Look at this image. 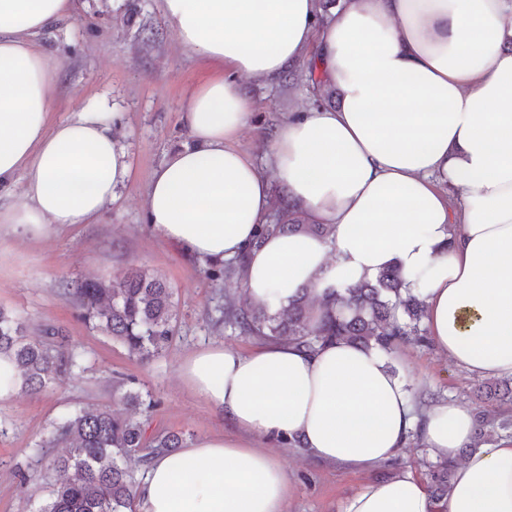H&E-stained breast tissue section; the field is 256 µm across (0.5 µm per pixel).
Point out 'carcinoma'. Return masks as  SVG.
Returning <instances> with one entry per match:
<instances>
[{
	"label": "carcinoma",
	"instance_id": "carcinoma-1",
	"mask_svg": "<svg viewBox=\"0 0 512 512\" xmlns=\"http://www.w3.org/2000/svg\"><path fill=\"white\" fill-rule=\"evenodd\" d=\"M307 233L327 237L329 224H307L303 212L280 198L272 220L262 225L255 245L269 233ZM64 295L76 301L84 321L92 328L119 341L127 351L143 360L158 356L172 339L174 316L170 288L141 268H130L113 278L74 281ZM314 303L302 289L288 307L272 313L251 305L224 307V323L241 334L268 340L286 339L313 351L327 342L343 341L364 348L389 351L402 343L429 342L421 321L424 302L405 287L395 267L382 270L372 280L353 287L326 289L322 311L312 319ZM53 327L34 337L23 323L0 308V353L8 355L23 378V391L39 394L61 369L81 368L83 352L55 341ZM476 400L512 404V378L481 381L474 389ZM122 403L142 413L154 410L151 395L129 389ZM512 423L489 421L475 414L472 447L488 441L495 429L509 430ZM183 438L174 433L147 436L143 422L110 408H82L63 415L43 448L62 446L65 452L51 459L52 469L63 474L36 512H133L139 480L131 466L137 459L147 467L160 454L182 447ZM452 466L440 462L431 471L432 495L447 497Z\"/></svg>",
	"mask_w": 512,
	"mask_h": 512
}]
</instances>
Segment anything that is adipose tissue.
Segmentation results:
<instances>
[{"mask_svg": "<svg viewBox=\"0 0 512 512\" xmlns=\"http://www.w3.org/2000/svg\"><path fill=\"white\" fill-rule=\"evenodd\" d=\"M75 0H0V246L90 224L130 176L115 118L52 120L57 61L37 41ZM180 46L218 68L186 98L191 145L153 172L146 222L202 261L243 259L252 304L286 307L382 269L426 304L432 346L479 378L512 376V0H161ZM313 67L338 104L312 103L276 126L257 165L237 140L252 117L235 79L276 82ZM333 237L270 234L272 182ZM180 379L233 434L156 457L139 512H287L275 444L299 437L318 460L367 472L419 433L452 462L436 501L411 469L361 486L342 512H512V441L473 447L474 414L417 410L379 349L285 341L248 353L210 347Z\"/></svg>", "mask_w": 512, "mask_h": 512, "instance_id": "obj_1", "label": "adipose tissue"}]
</instances>
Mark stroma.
<instances>
[{"instance_id":"1","label":"stroma","mask_w":512,"mask_h":512,"mask_svg":"<svg viewBox=\"0 0 512 512\" xmlns=\"http://www.w3.org/2000/svg\"><path fill=\"white\" fill-rule=\"evenodd\" d=\"M144 26L157 31V40L140 39ZM42 45L60 63L53 119L94 108L114 113L131 173L97 222L76 225L48 241H16L0 257V307L23 322L30 335L58 329L64 342L78 345L84 355L81 371H62L42 393L22 392L0 401V512H35L59 478L36 448L67 411L114 406L123 379L135 378L158 403L145 424L148 435L173 432L189 444L205 435L231 433V424L179 379L178 367L189 354L214 344L242 351L259 344L217 320L225 303L248 305L237 273L212 280L208 263L160 240L144 220L153 171L169 152L191 143L180 119L185 99L212 77V69L178 47L159 0H78L75 15L46 32ZM237 84L253 105L239 145L257 160L280 117L315 102L317 94L303 77L292 86L248 77ZM132 266L166 282L176 313L170 346L146 361L92 329L62 295L66 283L112 277ZM390 364L416 393H434L440 401L482 409L492 417L500 411L495 404L481 406L473 395L475 377L432 346L401 345ZM279 460L291 484L288 512H340L367 481L301 448L281 446Z\"/></svg>"}]
</instances>
